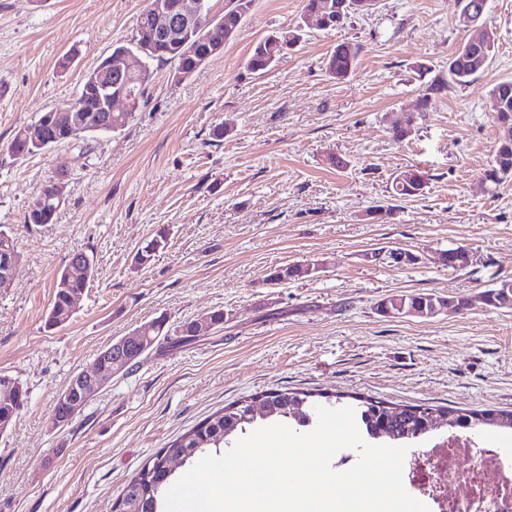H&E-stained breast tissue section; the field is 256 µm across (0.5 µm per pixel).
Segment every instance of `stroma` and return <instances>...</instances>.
Wrapping results in <instances>:
<instances>
[{
  "label": "stroma",
  "mask_w": 512,
  "mask_h": 512,
  "mask_svg": "<svg viewBox=\"0 0 512 512\" xmlns=\"http://www.w3.org/2000/svg\"><path fill=\"white\" fill-rule=\"evenodd\" d=\"M146 4L0 0V225L21 254L0 288V372L29 392L0 435V512H112L159 448L266 390L511 410L512 308L483 294L512 280V182L483 174L499 137L487 93L512 79V0H488L481 22L496 34L494 56L464 86L448 77L468 37L460 0H375L341 28L310 29L263 74L247 67L254 45L299 21L303 0H254L238 35L189 78L152 63L124 129L14 155L15 130L74 100L85 74L132 41ZM342 43L358 55L340 82L326 60ZM395 112L415 118L400 142ZM219 124L228 132L218 141ZM410 166L426 177L422 194L392 199L394 174ZM62 168L54 222L24 223ZM380 206L392 215L374 219ZM162 226L166 247L136 265ZM457 247L469 262L455 270L442 253ZM76 251L93 256L94 278L73 319L47 328L55 279ZM392 251L411 262L393 263ZM295 263L312 274L267 281ZM418 292L469 305L430 318L379 308ZM218 309L223 325L176 350L155 347L51 428L55 394L107 344L161 316L174 330Z\"/></svg>",
  "instance_id": "stroma-1"
}]
</instances>
